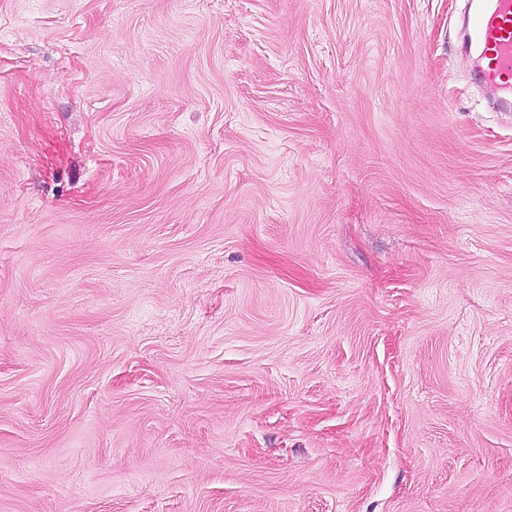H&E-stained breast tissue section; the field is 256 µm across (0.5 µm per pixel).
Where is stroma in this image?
<instances>
[{"instance_id":"stroma-1","label":"stroma","mask_w":512,"mask_h":512,"mask_svg":"<svg viewBox=\"0 0 512 512\" xmlns=\"http://www.w3.org/2000/svg\"><path fill=\"white\" fill-rule=\"evenodd\" d=\"M463 6L0 0V512H512Z\"/></svg>"}]
</instances>
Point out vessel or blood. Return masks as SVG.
<instances>
[{
	"instance_id": "1",
	"label": "vessel or blood",
	"mask_w": 512,
	"mask_h": 512,
	"mask_svg": "<svg viewBox=\"0 0 512 512\" xmlns=\"http://www.w3.org/2000/svg\"><path fill=\"white\" fill-rule=\"evenodd\" d=\"M466 45L473 54L474 77L512 104V0H472Z\"/></svg>"
}]
</instances>
